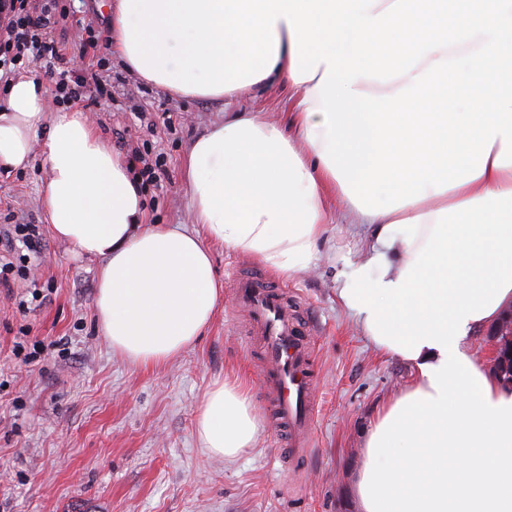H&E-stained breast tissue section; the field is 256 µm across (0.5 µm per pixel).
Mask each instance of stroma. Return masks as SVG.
Segmentation results:
<instances>
[{"instance_id":"obj_1","label":"stroma","mask_w":512,"mask_h":512,"mask_svg":"<svg viewBox=\"0 0 512 512\" xmlns=\"http://www.w3.org/2000/svg\"><path fill=\"white\" fill-rule=\"evenodd\" d=\"M107 66L111 96L90 117L132 173L163 160L161 186L141 189L156 224L190 227L183 160L225 112L286 119L291 91L282 83L227 104L145 85L114 55ZM46 174L39 158L23 170L0 169V225L35 224L41 233L36 252L18 250L29 280L0 287V512H353L348 491L362 435L415 378L412 366L363 336L339 296L368 256V232L330 219L308 271L280 279L312 333L315 394L312 448L287 462L232 286L193 346L160 366L126 361L97 323L100 259L77 255L45 222ZM32 280L44 299L19 312L14 295ZM22 339L38 344L34 362L14 356ZM233 374L246 380L260 428L255 446L226 462L201 448L194 421L213 381Z\"/></svg>"}]
</instances>
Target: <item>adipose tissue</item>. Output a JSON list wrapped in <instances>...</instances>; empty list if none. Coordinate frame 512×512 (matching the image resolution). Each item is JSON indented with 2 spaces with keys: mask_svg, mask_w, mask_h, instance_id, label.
<instances>
[{
  "mask_svg": "<svg viewBox=\"0 0 512 512\" xmlns=\"http://www.w3.org/2000/svg\"><path fill=\"white\" fill-rule=\"evenodd\" d=\"M293 84L287 123L233 112L192 143L183 163L192 231L146 223L123 159L84 113L46 112L37 72L0 92V167L27 166L43 139L46 221L54 237L102 258L97 319L113 351L142 366L167 362L211 322L224 294L211 244L296 274L335 197L347 223L373 234L340 298L378 350L416 370L364 436L358 512H512V387L465 341L512 307V166L490 164L443 193L361 213L321 158L315 81ZM257 429L245 383L215 381L196 411L202 448L235 460Z\"/></svg>",
  "mask_w": 512,
  "mask_h": 512,
  "instance_id": "obj_1",
  "label": "adipose tissue"
}]
</instances>
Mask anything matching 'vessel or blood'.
<instances>
[{
    "instance_id": "1",
    "label": "vessel or blood",
    "mask_w": 512,
    "mask_h": 512,
    "mask_svg": "<svg viewBox=\"0 0 512 512\" xmlns=\"http://www.w3.org/2000/svg\"><path fill=\"white\" fill-rule=\"evenodd\" d=\"M228 278L246 320V333L265 361L268 416L285 435V456H302L315 417L307 323L303 315L289 311L287 292L265 273L233 268Z\"/></svg>"
}]
</instances>
